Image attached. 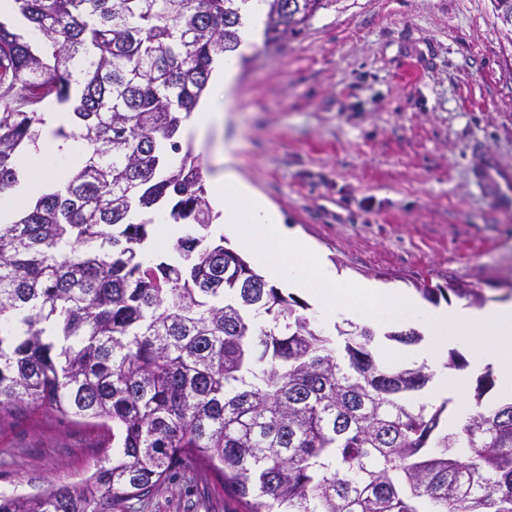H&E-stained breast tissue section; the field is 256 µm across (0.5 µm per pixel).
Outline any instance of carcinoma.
<instances>
[{
  "label": "carcinoma",
  "mask_w": 512,
  "mask_h": 512,
  "mask_svg": "<svg viewBox=\"0 0 512 512\" xmlns=\"http://www.w3.org/2000/svg\"><path fill=\"white\" fill-rule=\"evenodd\" d=\"M41 35L0 21V192L55 137L84 152L70 178L0 224V421L23 408L112 424L116 448L80 487L0 494V512H112L186 468L243 512H512V401L452 431L408 401L427 367L385 369L372 328L335 325L214 238L219 214L183 121L249 0H15ZM334 0H256L265 47ZM512 37V0H493ZM190 226L177 261L145 256L161 205ZM433 300L474 288L420 285ZM405 345L414 330L386 333Z\"/></svg>",
  "instance_id": "carcinoma-1"
}]
</instances>
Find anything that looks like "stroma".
Listing matches in <instances>:
<instances>
[{
	"label": "stroma",
	"mask_w": 512,
	"mask_h": 512,
	"mask_svg": "<svg viewBox=\"0 0 512 512\" xmlns=\"http://www.w3.org/2000/svg\"><path fill=\"white\" fill-rule=\"evenodd\" d=\"M227 129L193 144L205 178L240 174L350 283L425 281L512 301V204L472 177L512 166V40L492 0H334L299 36L256 43ZM112 451L100 423L30 409L0 421V491L75 487ZM129 512H241L189 471ZM473 153L476 157L473 176L484 195L498 203L512 201V169L484 156L478 147L473 148Z\"/></svg>",
	"instance_id": "1"
}]
</instances>
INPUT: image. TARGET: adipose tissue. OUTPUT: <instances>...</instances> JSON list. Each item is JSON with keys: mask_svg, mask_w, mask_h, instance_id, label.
<instances>
[{"mask_svg": "<svg viewBox=\"0 0 512 512\" xmlns=\"http://www.w3.org/2000/svg\"><path fill=\"white\" fill-rule=\"evenodd\" d=\"M262 28V15L245 9L236 51L216 64L211 94L191 115L187 133L195 141H204L229 123L238 57L251 51ZM70 123L69 113H51L39 152L22 161L14 194L0 202L1 224L9 223L46 183H63L69 175L73 162L60 159V141L54 132ZM211 200L222 212L214 234L224 236L247 253L266 281L312 298L328 321L355 312L367 319H412L428 338L413 357L431 366L433 397L450 395L459 405H466L469 377L449 372L446 365L449 348L463 344L475 350L473 369L492 366L501 386L512 390V302L426 308L403 289L385 288L371 281L358 283L356 293H349L342 276L321 257L314 244L289 228L283 215L244 181L232 164H225L223 173L212 178Z\"/></svg>", "mask_w": 512, "mask_h": 512, "instance_id": "ef3b65f1", "label": "adipose tissue"}]
</instances>
